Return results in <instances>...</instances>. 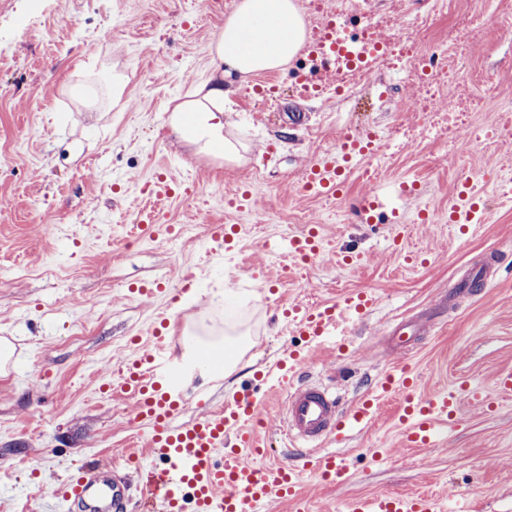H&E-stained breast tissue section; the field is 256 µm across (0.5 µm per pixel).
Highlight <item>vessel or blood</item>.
<instances>
[{
  "instance_id": "obj_1",
  "label": "vessel or blood",
  "mask_w": 512,
  "mask_h": 512,
  "mask_svg": "<svg viewBox=\"0 0 512 512\" xmlns=\"http://www.w3.org/2000/svg\"><path fill=\"white\" fill-rule=\"evenodd\" d=\"M322 27L308 44V59L315 71H297L293 79L305 94L318 90L315 72L338 73L385 55L389 40L364 41L342 36L336 13L322 10ZM378 152L374 139L343 135L325 152L324 159L307 170L305 192L335 197L342 186L343 163L365 160ZM141 234L156 239L171 234L172 227L160 223L156 209L142 212ZM239 226L215 224L211 234L219 251H234ZM323 249L316 229L288 239V254L307 261ZM374 298L365 291L350 293L343 303L288 307V324L295 334L316 343L334 335L344 313L365 315ZM155 349L136 354L124 362L108 384L111 392L133 400L140 419L147 423L148 456H130L124 465H85L72 473L62 490L56 491L53 512H262L274 501L286 502L290 512H307L306 497L297 489L300 470L272 460L267 439L258 433L262 416L255 398L237 393L223 407L202 406L197 416L184 425L173 420L184 405V397L173 380L177 362L168 349L170 341L156 333ZM378 392L366 395L341 418L337 397L319 382L289 384L284 398L282 435L295 448L303 466L320 480L343 483L348 468L323 446L346 424L368 425L375 417L378 401L397 396L406 427L401 444L427 448L440 440L452 423L462 401L482 409L492 408L493 397L480 390L453 387L433 395L418 394L410 372L386 373ZM346 512H437L434 498L425 494L409 497L382 495L351 500Z\"/></svg>"
}]
</instances>
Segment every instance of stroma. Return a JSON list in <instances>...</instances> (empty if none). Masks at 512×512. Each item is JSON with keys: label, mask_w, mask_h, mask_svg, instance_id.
Here are the masks:
<instances>
[{"label": "stroma", "mask_w": 512, "mask_h": 512, "mask_svg": "<svg viewBox=\"0 0 512 512\" xmlns=\"http://www.w3.org/2000/svg\"><path fill=\"white\" fill-rule=\"evenodd\" d=\"M233 2L0 0V336L14 346L0 374V512H44L76 467L144 450L145 422L101 386L162 314L191 352L227 330L245 347L228 377L184 378L180 423L199 403L223 406L256 371L304 346L307 378L335 387L344 411L405 364L426 393L465 381L491 395L497 375L512 371V28L504 24L512 0H361L341 16L343 27L375 28L412 52L384 60L354 88L325 76L332 91L321 99L298 97L292 72L306 67L302 54L284 72L225 77V129L245 146L241 162L227 163L192 154L163 121L168 105L210 77L212 44ZM445 40L459 45L455 66L479 104L459 113L453 133L447 113L408 109L420 93L410 71ZM91 55L95 75H75ZM116 77L125 83L119 111L109 96ZM292 112L317 121L289 127ZM348 132L375 134L380 153L352 163L340 197L303 192L308 167ZM159 174L179 186L158 205L173 239L137 228L141 185ZM465 179L481 211L464 233L449 223L448 204ZM403 182L417 183L415 194L402 196ZM249 186L256 193L245 211L226 206L227 193ZM374 190L385 210L406 216L404 232L358 222ZM52 214L59 224L50 232ZM214 224L240 225L237 253L215 258ZM310 224L324 249L304 265L288 256L287 240ZM352 241L358 259L346 265L338 255ZM408 253L423 264L407 263ZM476 269L488 288L449 296ZM187 277L195 288L183 295ZM153 280L167 281V295L129 294ZM354 291L372 293L375 305L349 324L346 350L308 346L283 320L284 306L340 302ZM421 315L432 319L429 333L409 356L393 352L388 330ZM399 440L392 398L371 424L327 443L349 475L336 486L303 472L310 512L421 493L438 512H512V396L489 411L463 404L440 446Z\"/></svg>", "instance_id": "35a3bbf8"}]
</instances>
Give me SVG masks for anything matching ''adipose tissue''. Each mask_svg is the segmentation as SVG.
Instances as JSON below:
<instances>
[{
    "mask_svg": "<svg viewBox=\"0 0 512 512\" xmlns=\"http://www.w3.org/2000/svg\"><path fill=\"white\" fill-rule=\"evenodd\" d=\"M267 38H259V31ZM306 42L305 22L295 0H238L215 40L212 73L190 99L173 105L172 135L199 154L240 157L242 145L224 133V78L286 70Z\"/></svg>",
    "mask_w": 512,
    "mask_h": 512,
    "instance_id": "ef3b65f1",
    "label": "adipose tissue"
}]
</instances>
